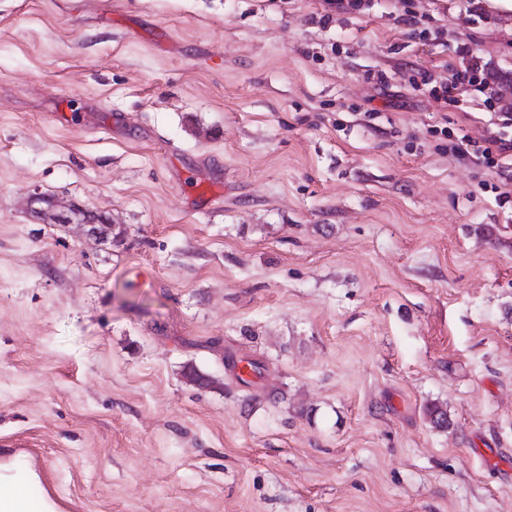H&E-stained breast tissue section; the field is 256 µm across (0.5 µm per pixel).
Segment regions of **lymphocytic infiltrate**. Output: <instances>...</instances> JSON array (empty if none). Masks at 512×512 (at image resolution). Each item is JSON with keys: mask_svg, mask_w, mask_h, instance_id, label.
<instances>
[{"mask_svg": "<svg viewBox=\"0 0 512 512\" xmlns=\"http://www.w3.org/2000/svg\"><path fill=\"white\" fill-rule=\"evenodd\" d=\"M462 65H445L442 76H416L402 70L401 82L410 90L432 97L442 107L457 106L464 94L477 92L495 116L481 133L447 129L448 148L456 158L490 170L498 179L496 201L512 200V80H503L492 62L472 55L467 45L456 48Z\"/></svg>", "mask_w": 512, "mask_h": 512, "instance_id": "obj_1", "label": "lymphocytic infiltrate"}]
</instances>
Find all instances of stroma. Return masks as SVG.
I'll use <instances>...</instances> for the list:
<instances>
[{
	"label": "stroma",
	"instance_id": "35a3bbf8",
	"mask_svg": "<svg viewBox=\"0 0 512 512\" xmlns=\"http://www.w3.org/2000/svg\"><path fill=\"white\" fill-rule=\"evenodd\" d=\"M480 6L414 0L426 44L388 0H0V465L30 502L512 512V202L436 133L488 110L397 75L463 43L512 74ZM401 14L398 21L405 27L409 28L413 35L424 41H433L444 35V25H436L432 20L424 15H418L413 10L411 2L401 0Z\"/></svg>",
	"mask_w": 512,
	"mask_h": 512
}]
</instances>
